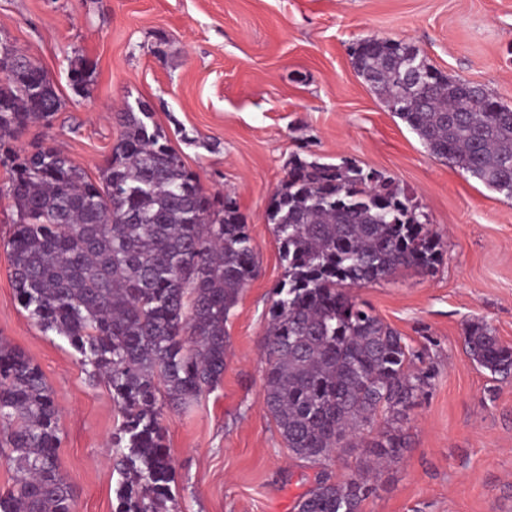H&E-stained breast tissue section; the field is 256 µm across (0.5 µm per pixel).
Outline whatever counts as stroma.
<instances>
[{
  "mask_svg": "<svg viewBox=\"0 0 512 512\" xmlns=\"http://www.w3.org/2000/svg\"><path fill=\"white\" fill-rule=\"evenodd\" d=\"M0 32L40 59L65 100L20 147H54L98 178L120 135L115 109L145 102L204 189L232 197L249 226L260 270L226 326L224 379L163 414L182 512H296L318 471L288 452L261 397L284 274L265 212L297 157L391 177L444 246L433 272L353 291L431 375L404 426L406 448L361 512H512V378L491 377L464 348L476 322L512 344V199L429 155L351 64L362 39L402 40L512 108V0H0ZM79 56L94 66L86 95L69 79ZM13 228L0 198V337L55 393L58 462L76 512H115L108 441L120 414L106 383H90L79 355L18 303L5 249Z\"/></svg>",
  "mask_w": 512,
  "mask_h": 512,
  "instance_id": "35a3bbf8",
  "label": "stroma"
}]
</instances>
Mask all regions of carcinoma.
<instances>
[{
	"mask_svg": "<svg viewBox=\"0 0 512 512\" xmlns=\"http://www.w3.org/2000/svg\"><path fill=\"white\" fill-rule=\"evenodd\" d=\"M352 65L430 155L512 198V108L480 85L424 76L432 66L402 40L366 38ZM91 77L85 61L72 64L75 92ZM61 108L39 61L18 49L0 58V160L10 165L0 195L14 215L15 296L111 388L121 415L109 443L121 475L116 512H180L163 408L223 380L226 324L258 273L252 238L237 206L207 194L150 112L117 113L121 133L97 181L51 146L17 147L28 126L51 123ZM266 222L284 275L263 346V405L297 458L323 465L341 448L369 449L345 479L321 473L296 509L361 512L405 448L403 424L430 376L352 289L430 271L441 244L401 187L352 161L292 160ZM464 345L477 367L512 376V345L487 325H473ZM380 414L386 427L373 435ZM59 419L38 366L0 339V464L12 472L0 512H74Z\"/></svg>",
	"mask_w": 512,
	"mask_h": 512,
	"instance_id": "cac0c4a2",
	"label": "carcinoma"
}]
</instances>
